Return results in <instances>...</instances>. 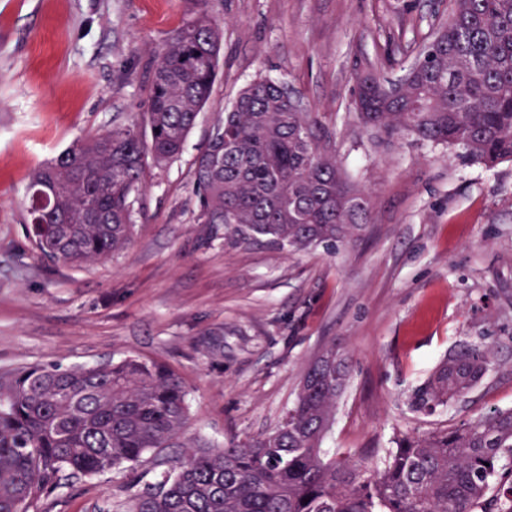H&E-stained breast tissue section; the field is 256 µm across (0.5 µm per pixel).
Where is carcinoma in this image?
<instances>
[{
	"mask_svg": "<svg viewBox=\"0 0 512 512\" xmlns=\"http://www.w3.org/2000/svg\"><path fill=\"white\" fill-rule=\"evenodd\" d=\"M159 49L142 124L88 135L40 167L26 190L39 254L81 266L128 246L133 194L148 161L181 154L211 97L223 21L213 0ZM386 79H357L366 131L411 134L459 148L491 167L512 160V0H455L444 37L427 43L397 94ZM323 113L257 77L217 119L195 162L205 224L296 250L345 242L370 223L369 194L349 182ZM490 346L448 352L415 391L432 413L486 374ZM348 370L331 347L309 366L293 406L272 431L224 448H188L126 512H512V410L426 435H402L369 467L320 452ZM182 381L165 364L30 365L0 374V512H29L72 478L135 468L185 427Z\"/></svg>",
	"mask_w": 512,
	"mask_h": 512,
	"instance_id": "1",
	"label": "carcinoma"
}]
</instances>
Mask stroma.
<instances>
[{"label": "stroma", "mask_w": 512, "mask_h": 512, "mask_svg": "<svg viewBox=\"0 0 512 512\" xmlns=\"http://www.w3.org/2000/svg\"><path fill=\"white\" fill-rule=\"evenodd\" d=\"M191 0H0V369L166 364L189 419L161 461L106 471L30 512H123L185 447L275 428L309 362L343 355L347 385L326 458L379 463L402 434L512 409V161L366 132L356 75L397 78L447 22L451 0H214L223 17L211 99L179 157L148 165L127 248L81 267L42 259L28 236L30 174L78 139L138 121L154 53ZM326 112L372 221L336 248L288 251L198 219L195 160L218 112L255 76ZM492 345L481 382L434 413L408 399L448 351Z\"/></svg>", "instance_id": "1"}]
</instances>
